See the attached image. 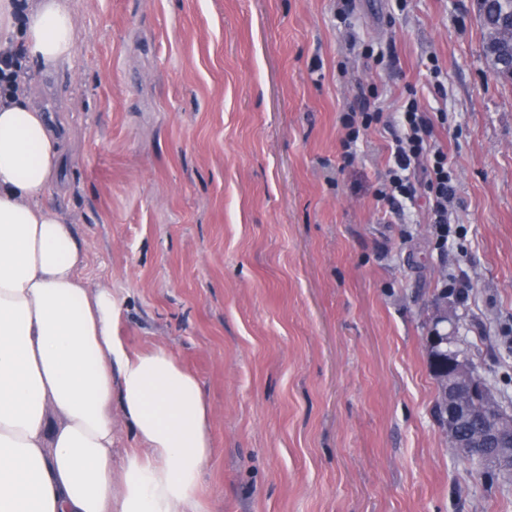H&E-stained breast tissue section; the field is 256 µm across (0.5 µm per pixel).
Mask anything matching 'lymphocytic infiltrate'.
Returning <instances> with one entry per match:
<instances>
[{
    "label": "lymphocytic infiltrate",
    "instance_id": "f902f5d3",
    "mask_svg": "<svg viewBox=\"0 0 512 512\" xmlns=\"http://www.w3.org/2000/svg\"><path fill=\"white\" fill-rule=\"evenodd\" d=\"M447 113L430 118L416 96H409L392 133L390 162L375 191L380 202H415L424 199L431 215L432 234L438 248H447L457 230L448 221V199L454 172L448 149L439 144L436 122H447Z\"/></svg>",
    "mask_w": 512,
    "mask_h": 512
}]
</instances>
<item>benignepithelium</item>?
I'll return each mask as SVG.
<instances>
[{"instance_id": "benign-epithelium-1", "label": "benign epithelium", "mask_w": 512, "mask_h": 512, "mask_svg": "<svg viewBox=\"0 0 512 512\" xmlns=\"http://www.w3.org/2000/svg\"><path fill=\"white\" fill-rule=\"evenodd\" d=\"M487 388L471 365L463 358L448 359V373L444 393V415L452 447L466 448L475 454L483 464L510 469L512 456L504 449L512 447V414L489 402L488 408L494 414L496 426L476 436L461 441L458 433L477 423L480 416L475 410L478 401L485 398Z\"/></svg>"}]
</instances>
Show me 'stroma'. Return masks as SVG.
<instances>
[{"instance_id": "1", "label": "stroma", "mask_w": 512, "mask_h": 512, "mask_svg": "<svg viewBox=\"0 0 512 512\" xmlns=\"http://www.w3.org/2000/svg\"><path fill=\"white\" fill-rule=\"evenodd\" d=\"M70 3L74 60L25 86L63 141L46 203L127 347L198 377L205 512H512L449 448L428 363L448 334L512 409V84L476 0ZM413 89L448 114L444 250L425 201L372 196ZM363 110L384 122L347 166ZM383 119L382 112H360L357 114H347L343 117V125L348 130L346 139L343 140L342 159L344 163L349 162L355 153V147L360 137L361 130L367 131L373 124L381 123Z\"/></svg>"}]
</instances>
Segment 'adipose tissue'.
Listing matches in <instances>:
<instances>
[{
  "label": "adipose tissue",
  "mask_w": 512,
  "mask_h": 512,
  "mask_svg": "<svg viewBox=\"0 0 512 512\" xmlns=\"http://www.w3.org/2000/svg\"><path fill=\"white\" fill-rule=\"evenodd\" d=\"M72 60L69 0H0V53ZM62 140L0 95V512H201L210 408L169 350L130 351L118 304L87 288L73 225L45 206ZM138 442L114 456L112 411Z\"/></svg>",
  "instance_id": "ef3b65f1"
}]
</instances>
